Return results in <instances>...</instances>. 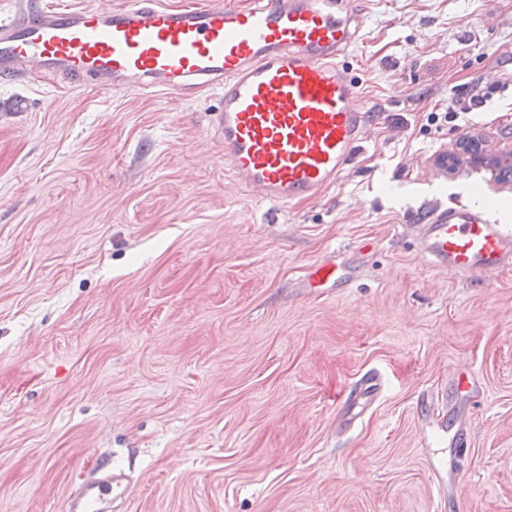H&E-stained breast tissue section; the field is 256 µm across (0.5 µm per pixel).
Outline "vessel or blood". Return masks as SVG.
I'll return each instance as SVG.
<instances>
[{"label":"vessel or blood","mask_w":512,"mask_h":512,"mask_svg":"<svg viewBox=\"0 0 512 512\" xmlns=\"http://www.w3.org/2000/svg\"><path fill=\"white\" fill-rule=\"evenodd\" d=\"M373 0H128L120 9L46 0L31 11L10 0L0 20V81L50 75L105 93L137 90L187 95L221 92L211 115L224 140V173L261 201L316 199L335 187L364 148L372 125L360 87L343 59L361 38ZM420 253L437 269L467 279L512 269V226L476 208L438 209L417 225ZM356 276L339 251L311 269L313 288H342ZM381 390L365 374L345 393L349 422ZM133 491L124 471L83 478L66 512H116Z\"/></svg>","instance_id":"obj_1"}]
</instances>
